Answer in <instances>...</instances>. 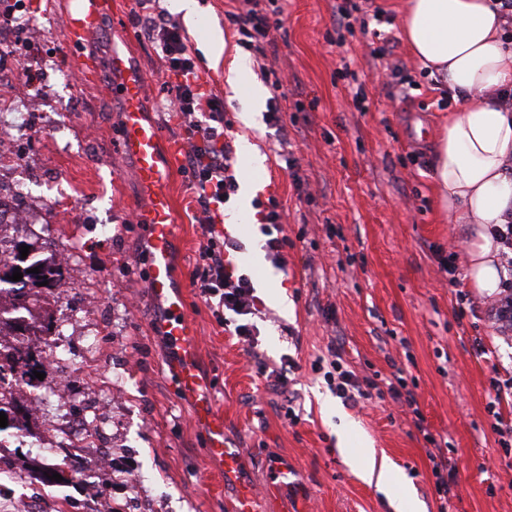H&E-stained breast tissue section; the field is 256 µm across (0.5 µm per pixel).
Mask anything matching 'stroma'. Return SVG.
I'll return each mask as SVG.
<instances>
[{
	"instance_id": "obj_1",
	"label": "stroma",
	"mask_w": 512,
	"mask_h": 512,
	"mask_svg": "<svg viewBox=\"0 0 512 512\" xmlns=\"http://www.w3.org/2000/svg\"><path fill=\"white\" fill-rule=\"evenodd\" d=\"M198 2L201 21L187 38L204 88L223 99L233 139L246 135L257 144L261 165L236 157L239 175L262 185L252 201L256 212H264L269 198L279 201L290 240L284 266L257 268L250 257L265 244L259 225L220 226L243 242L238 261L249 268L264 302L256 356L218 325L197 291L189 293L201 338V375L224 416L229 446L242 451L237 479L226 483L193 426L192 401L172 390L174 359L148 283L147 228L137 220L141 186L134 159L121 150L124 103L112 93L110 60L120 53L142 76L148 118L163 129L167 143H179L178 121L158 79L160 56L132 26V0H116L88 37L96 80L66 84L63 77L73 74L79 50L67 41L64 13L53 0H20L34 30L18 36L16 52L29 54L36 36L57 53L43 63L49 77L41 107L50 121L28 149L60 183L30 184L26 191L32 201L47 199L59 208L75 194L88 199L77 270L112 286L104 304L114 325L100 345L104 360L123 369L116 456L148 476L135 491L114 489L113 503L125 504L135 493L146 512H232L236 484L244 481L260 494L258 512H394L388 498L345 462L346 443L352 452L370 448L376 458H387L403 474V490L418 512H438L431 464L410 415L388 399L344 405L312 372L313 360L334 338L359 375L386 377L397 366L415 381L432 432L447 438L456 461L452 512H512V455L498 445L487 411L491 379L512 374V342L499 331L491 294L471 288L466 278L467 227L449 223L437 197L435 149L455 103L402 37L404 0H376L380 19L366 25L356 19L341 31L336 0H277L282 26L271 32L277 51L266 55L238 46L239 35L226 17L229 0ZM214 27L231 54L247 60L265 94H272L273 82L282 83L283 129L263 115L255 128L242 125L246 91H233L225 67L211 64L203 52ZM373 29L393 34L389 58L402 63L416 83L405 102L391 100L380 87L381 66L368 47ZM345 62L350 76L337 77ZM359 85L367 95L362 112L353 106ZM65 118L67 151L58 148L54 125ZM283 150L295 158L294 170H286ZM168 190L175 202L178 283L189 286L201 230L192 222L186 177L176 174ZM102 224L111 225V239L98 237ZM442 256L452 257L455 278L441 270ZM280 290L288 297L285 311L273 298ZM462 292L468 296L463 303ZM288 357L297 369L286 384L270 386L259 365L277 366ZM292 395L300 404L295 423L287 415ZM11 455L13 474L42 488L44 512H59L65 501L69 512H94L88 482L70 474L60 482L45 476L33 436Z\"/></svg>"
}]
</instances>
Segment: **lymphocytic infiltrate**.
<instances>
[{
    "instance_id": "lymphocytic-infiltrate-1",
    "label": "lymphocytic infiltrate",
    "mask_w": 512,
    "mask_h": 512,
    "mask_svg": "<svg viewBox=\"0 0 512 512\" xmlns=\"http://www.w3.org/2000/svg\"><path fill=\"white\" fill-rule=\"evenodd\" d=\"M243 2L242 12L229 15L240 35L239 44L265 52L274 45L271 31L281 24L280 10L263 7V0ZM131 21L139 34L155 43L161 52L163 85L172 94L182 137L188 145L181 168L189 180L193 209L204 238L191 285L216 322L231 327L238 344L253 350L256 330L252 318L259 311L260 300L251 278L239 272L230 259L231 252L239 250V242L221 237L216 229L224 204L238 189L233 149L224 122V102L204 91L185 32L161 7L160 0H134ZM494 233L504 250L503 291L493 307L502 334L508 336L512 334V223L495 225ZM312 369L322 373L331 390L348 406L387 398L413 416L432 464L439 512H448L454 495L455 463L448 446L442 445L426 425L417 395L402 371L393 372L381 383L359 376L335 342L330 343L324 358L315 360Z\"/></svg>"
}]
</instances>
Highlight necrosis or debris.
I'll list each match as a JSON object with an SVG mask.
<instances>
[{
	"label": "necrosis or debris",
	"mask_w": 512,
	"mask_h": 512,
	"mask_svg": "<svg viewBox=\"0 0 512 512\" xmlns=\"http://www.w3.org/2000/svg\"><path fill=\"white\" fill-rule=\"evenodd\" d=\"M29 27L28 17L19 8L0 13V261L4 263L13 260L16 239L36 224L38 207L29 201L23 185L56 180L22 148L25 140L37 134L43 118L34 104L44 78L35 75L32 81H22L20 67L34 71L36 65L30 58L19 61L13 50L18 33ZM78 220L77 211L61 210L55 215L53 230L44 235V261L59 271L45 297L63 312L60 329L49 336L22 338L9 325L0 326V354L39 345L53 379L35 393L29 392L19 375L0 380V406L9 408L23 402L39 415L43 431L38 444L47 466L55 467L58 454H65L71 469L91 475L100 512H112V436L119 424L112 405L123 376L116 372L109 380L101 378L98 341L108 323L92 311L99 296L97 275H87L86 287L69 285L67 274L82 249L79 235L70 229ZM75 337L80 340L76 350L71 347ZM75 382L81 386L77 394L71 390Z\"/></svg>",
	"instance_id": "4bbe7bcc"
}]
</instances>
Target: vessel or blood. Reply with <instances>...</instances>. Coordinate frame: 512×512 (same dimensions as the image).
<instances>
[{
  "label": "vessel or blood",
  "instance_id": "1",
  "mask_svg": "<svg viewBox=\"0 0 512 512\" xmlns=\"http://www.w3.org/2000/svg\"><path fill=\"white\" fill-rule=\"evenodd\" d=\"M66 13L68 41L81 46L83 55L77 63L81 79L94 80L93 52L86 46L89 33L101 15L112 8L111 0H74ZM111 70L121 78L124 99L121 147L137 163L143 194L142 223L147 224L150 246L149 285L152 295L164 305L162 328L178 359L174 388L178 394L195 400L194 423L201 430L205 453L222 465L224 478L234 477L240 449L229 447L224 437V418L215 408L199 371V336L193 324L187 296L177 286L171 244L175 235L174 203L167 187L174 178L180 150L164 144V133L142 110L143 85L128 67L124 56L111 58Z\"/></svg>",
  "mask_w": 512,
  "mask_h": 512
}]
</instances>
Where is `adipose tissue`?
<instances>
[{
    "label": "adipose tissue",
    "instance_id": "ef3b65f1",
    "mask_svg": "<svg viewBox=\"0 0 512 512\" xmlns=\"http://www.w3.org/2000/svg\"><path fill=\"white\" fill-rule=\"evenodd\" d=\"M402 34L416 58L460 101L435 157L438 196L452 224L467 225L472 287L500 285L492 227L512 215V35L490 0H405Z\"/></svg>",
    "mask_w": 512,
    "mask_h": 512
}]
</instances>
